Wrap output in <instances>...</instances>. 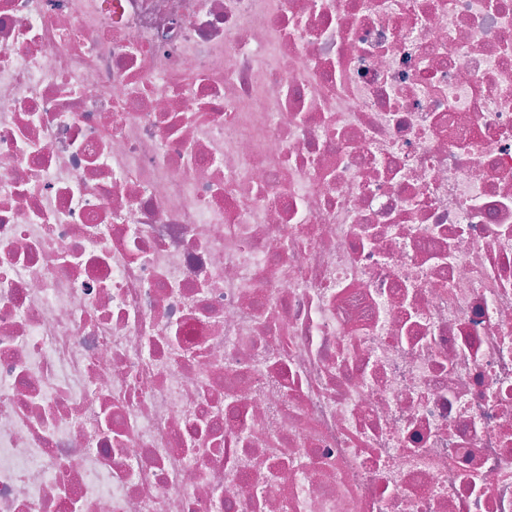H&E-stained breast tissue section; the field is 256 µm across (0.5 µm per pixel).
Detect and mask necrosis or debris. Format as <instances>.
I'll return each mask as SVG.
<instances>
[{
    "label": "necrosis or debris",
    "mask_w": 512,
    "mask_h": 512,
    "mask_svg": "<svg viewBox=\"0 0 512 512\" xmlns=\"http://www.w3.org/2000/svg\"><path fill=\"white\" fill-rule=\"evenodd\" d=\"M0 512H512V0H0Z\"/></svg>",
    "instance_id": "1"
}]
</instances>
